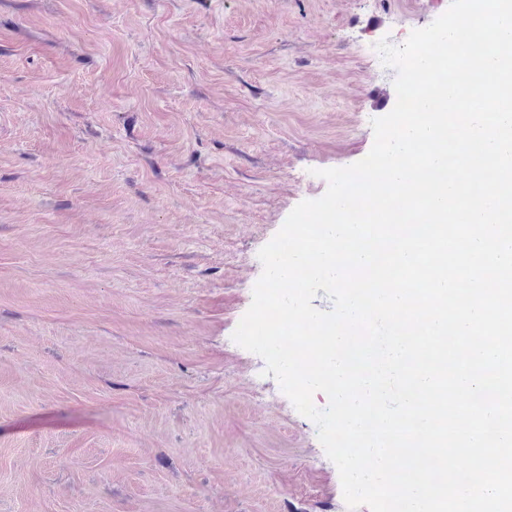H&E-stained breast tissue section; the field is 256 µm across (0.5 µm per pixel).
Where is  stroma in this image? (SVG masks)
<instances>
[{"label":"stroma","mask_w":512,"mask_h":512,"mask_svg":"<svg viewBox=\"0 0 512 512\" xmlns=\"http://www.w3.org/2000/svg\"><path fill=\"white\" fill-rule=\"evenodd\" d=\"M448 0H0V512H369L232 335Z\"/></svg>","instance_id":"obj_1"}]
</instances>
